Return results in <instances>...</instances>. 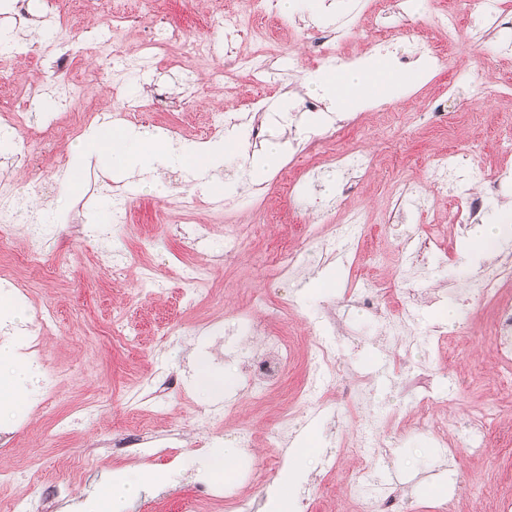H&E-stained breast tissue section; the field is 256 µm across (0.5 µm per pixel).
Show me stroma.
<instances>
[{
  "instance_id": "obj_1",
  "label": "stroma",
  "mask_w": 512,
  "mask_h": 512,
  "mask_svg": "<svg viewBox=\"0 0 512 512\" xmlns=\"http://www.w3.org/2000/svg\"><path fill=\"white\" fill-rule=\"evenodd\" d=\"M26 2L22 11L14 5L0 10V29L20 43L56 42L79 51L66 70L53 54L14 59L24 88L0 84V97L21 94L26 124L34 129L63 122L77 111L95 113L97 122L122 129L129 126L119 117L124 103L149 98L154 105L129 126L133 131L205 141L215 136L208 125L212 112L244 111L262 91L246 68L233 69L223 83L210 80L209 70L224 67L226 51L264 55L277 80L263 90L260 139H251L247 126L233 129L244 154L225 163L220 197L207 194L174 166L123 178L108 161L92 164L79 194H71L63 162L79 142L75 136L28 139L0 153V180L11 184L16 197L11 264L16 280L30 287L29 295L18 300L21 317L0 324V339L9 338L15 347L13 357L0 362V378L10 379L19 369L27 372L22 400L0 406V468L35 458V480L49 487L72 483L73 462H84L80 483L73 484L68 497L52 500L50 512L86 499L114 471H166L168 485L128 502L125 512H183L199 491L218 485L202 472L199 444L206 439L237 451L234 471L220 484L230 499L216 512H261L290 468L298 474L293 501H307L322 512L326 497H343L346 477L357 465L350 443L368 424L377 430V475L397 486L402 512H435L440 500L454 494L461 495L464 512H488L485 490L496 483L512 487V394L497 388L498 363L485 334L493 308L467 300L461 291L464 276L483 261L462 252L469 229L444 226L451 195L410 209L398 224L387 223L386 214L396 205V185L429 183L433 154L452 148L472 153L456 194L486 193L480 223L512 213V183L495 190L482 182L484 175L512 172V154L499 148L512 133V50H502L501 35L484 32L479 17H466L461 40L449 45L444 69L432 71L421 59L404 65L383 59V67L397 77L387 106L370 98L355 109L323 102L316 114L320 121L313 125L314 114L305 104L321 100L314 81L324 70L311 57L313 33L335 30L337 18L349 15L340 51L344 66L356 68L372 56L364 36L379 21L402 52L420 41L448 44L433 22L445 0H418L402 28L396 17L380 19L372 5L358 7L354 0H322L316 8L296 0L291 9L256 17L267 33L263 41L244 31L227 36L212 22L214 11L240 10L241 0H166L158 17L182 32L167 54L181 55L183 44L196 40L212 46L209 60L196 64L189 82L180 67L145 59L151 23L106 15L86 0H57L52 9L42 0ZM96 29L111 30V42L92 38ZM458 72L488 83L496 95L472 101L464 87H457L453 125L423 120V107ZM504 85L509 93H501ZM340 124L345 127L341 147L367 154L370 170L349 175L312 158L303 188L285 194L277 183L280 172L312 140L337 138ZM271 142L284 144L282 158L276 170L254 178L246 157ZM188 197L197 200L190 214L183 210ZM353 211L363 215L365 225L357 248L338 237ZM39 212L49 215V222H35ZM268 213L278 215V223H265ZM195 224L210 225L211 231L193 250H184L183 233ZM305 224L335 240L334 251L304 242L300 228ZM435 233L443 254L427 256L424 268L402 279L401 241ZM34 239L41 245L40 273L22 260ZM282 240L301 252L302 267L290 276L265 264ZM187 264L201 266L206 278L207 292L193 304L182 297L180 271ZM145 272L159 282L160 294H140ZM317 277L329 278L331 287H312ZM366 279L391 286L398 302L415 295V325L431 332L430 341L409 346L385 334L380 311L348 293ZM256 292L268 304L252 308L255 327L249 330L239 323L238 312L251 308L249 297ZM40 307L57 313L56 335L40 334L35 316ZM118 313L137 328L135 347L112 337V317ZM268 327L287 333L298 345L261 407L251 402L246 387L249 366L267 350L262 331ZM318 341L333 346L338 406L298 413L283 448L264 447L266 426L292 400ZM196 355L206 357L211 371L227 380L220 402L203 397L194 386ZM413 370L429 374V389L406 387ZM359 382L368 390L363 400L350 394ZM49 386L57 390L58 402L45 409L41 395ZM427 396L438 404L436 416L447 417L452 436L466 433L485 406H497L500 421L486 449L449 452L436 433L417 426L419 404ZM85 404L97 406L94 419H83L79 408ZM216 404L231 415L210 427L204 413ZM62 418L70 421L69 431L52 435ZM142 432L171 438L164 457L116 455L104 446L109 439ZM305 435L313 438L316 451L299 449ZM255 471L266 474L265 485L251 483Z\"/></svg>"
}]
</instances>
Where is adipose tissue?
<instances>
[{"mask_svg": "<svg viewBox=\"0 0 512 512\" xmlns=\"http://www.w3.org/2000/svg\"><path fill=\"white\" fill-rule=\"evenodd\" d=\"M393 80L391 72L377 65L359 71L324 73L319 76L318 83L330 102L353 107L357 105L361 93L379 83L392 84ZM238 151V142L233 138L175 143L159 135L144 137L124 129H98L80 145L70 175L73 184H80L85 160L92 155L111 159L123 169H147L164 161L190 169L201 180L203 187L211 194L220 196L224 193V184L215 177L214 172L225 161L237 156ZM167 481L168 476L164 473L141 476L118 472L107 478L82 503L81 508L83 512H123L129 498L162 487Z\"/></svg>", "mask_w": 512, "mask_h": 512, "instance_id": "adipose-tissue-1", "label": "adipose tissue"}]
</instances>
